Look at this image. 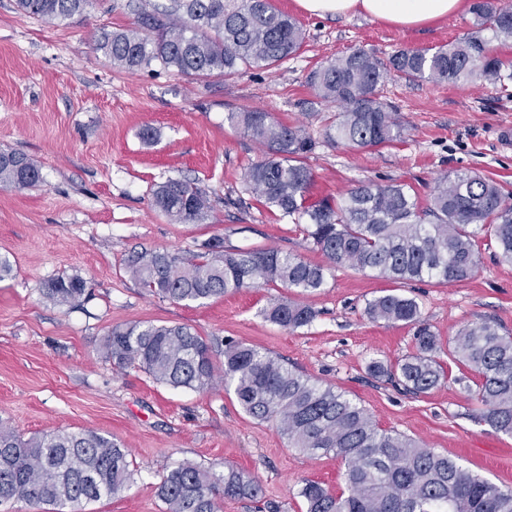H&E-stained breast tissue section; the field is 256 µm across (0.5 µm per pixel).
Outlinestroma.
<instances>
[{
	"label": "stroma",
	"mask_w": 512,
	"mask_h": 512,
	"mask_svg": "<svg viewBox=\"0 0 512 512\" xmlns=\"http://www.w3.org/2000/svg\"><path fill=\"white\" fill-rule=\"evenodd\" d=\"M270 3L303 26L299 54L270 70L202 80L157 65L127 71L98 50L103 31L136 23L129 0H93L82 17L52 24L20 11L16 0H0V148L28 154L43 176L34 188L0 187V255L13 265L12 276L0 280V425L26 438L93 430L129 449L134 482L85 512H163L157 486L181 461L233 466L261 483L260 502L228 499L223 512H305L297 490L306 479L344 490L339 458L290 448L274 425L249 418L233 392L174 389L139 369L117 368L99 352L117 326L185 325L214 349L233 339L278 357L345 392L381 428L512 489V437L476 421V404L455 381L457 365L421 396L367 370L371 361L390 363L414 350L410 327L365 314L368 301L389 290L415 298L441 338L481 320L512 333V265L499 262L495 243L482 245L479 269L464 282L394 283L339 267L307 296L269 285L202 305L149 295L126 270L132 252L187 257L213 236L232 248L274 247L325 264L300 228L245 192L243 174L263 151L227 120L243 109L304 126L316 142L306 158L316 197L398 181L425 203L437 179L455 171L481 173L512 191V85L391 77L381 95L395 106L404 134L371 151L326 142L335 110L306 83L310 71L358 48L385 59L399 49L457 42L472 29L469 10L404 32L363 17H315L297 0ZM147 127L153 140L140 137ZM183 177L210 198L204 222L175 224L151 205L157 185ZM73 274L86 280V295L69 306L45 302V284ZM283 297L312 305L315 321L294 331L266 321L262 309Z\"/></svg>",
	"instance_id": "stroma-1"
}]
</instances>
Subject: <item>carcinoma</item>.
<instances>
[{
  "instance_id": "carcinoma-1",
  "label": "carcinoma",
  "mask_w": 512,
  "mask_h": 512,
  "mask_svg": "<svg viewBox=\"0 0 512 512\" xmlns=\"http://www.w3.org/2000/svg\"><path fill=\"white\" fill-rule=\"evenodd\" d=\"M90 4L17 0L24 13L49 23L80 16ZM471 13L474 31L447 47L400 49L386 60L356 49L313 70L307 83L338 108L325 132L327 142L377 150L401 140V122L379 97L391 74L450 84L476 76L512 80V71L504 70L505 62L481 35L490 29L495 38L512 41V8L474 0ZM304 42L302 26L270 0H169L161 8L139 10L135 26L103 33L98 50L126 70L156 62L180 75L231 78L243 69L269 70L296 55ZM228 121L264 148V158L244 174L246 190L264 208L301 227L327 264L274 248L229 249L223 238L212 237L189 259L164 250L133 253L127 271L147 293L198 304L269 284L312 294L336 266L399 282L425 277L461 282L477 272L479 242L486 237L497 244L501 261L512 264V194L495 181L469 172L446 174L424 207L401 182L362 183L339 198H314L313 174L305 163L314 141L302 127L258 109L231 112ZM41 181L30 156L0 150L1 187L27 189ZM153 206L173 223H199L208 217L210 199L194 180L169 179L155 190ZM85 291L82 277H58L45 285L42 297L65 306ZM366 314L375 322L412 326L416 347L392 363L371 362L370 373L423 395L444 380L440 354L446 351L478 377L477 422L512 436L511 334L482 321L459 329L444 346L418 302L393 293L370 300ZM262 315L295 331L311 325L318 311L282 299L269 303ZM100 353L118 368L136 367L174 389L204 391L217 380L212 346L183 325L117 326L103 338ZM223 356L224 386L247 416L275 425L290 447L307 456L332 453L344 461L345 493L302 481L298 496L306 512H512V490L409 436L379 428L365 408L333 387L253 346L228 341ZM133 479L128 450L93 430L24 439L0 426V504L16 500L80 512L81 504L116 496ZM262 495V485L242 470L189 461L172 466L158 485L164 512H221L226 499Z\"/></svg>"
}]
</instances>
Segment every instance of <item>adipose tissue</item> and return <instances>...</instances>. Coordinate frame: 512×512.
<instances>
[{"instance_id":"1","label":"adipose tissue","mask_w":512,"mask_h":512,"mask_svg":"<svg viewBox=\"0 0 512 512\" xmlns=\"http://www.w3.org/2000/svg\"><path fill=\"white\" fill-rule=\"evenodd\" d=\"M305 12L321 17H369L400 30L422 28L457 13L464 0H297Z\"/></svg>"}]
</instances>
